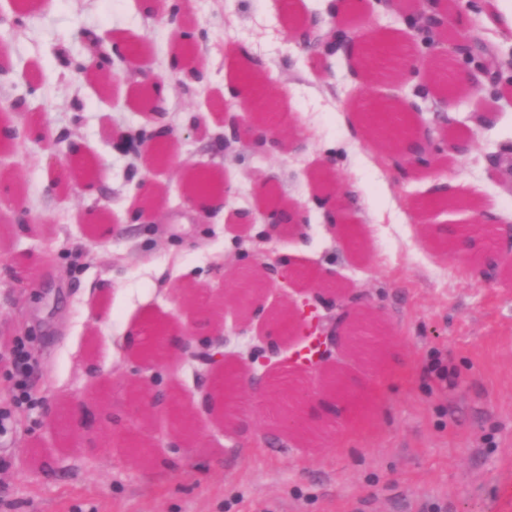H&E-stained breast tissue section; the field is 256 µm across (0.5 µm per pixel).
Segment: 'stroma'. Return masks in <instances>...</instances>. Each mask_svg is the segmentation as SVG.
<instances>
[{"label": "stroma", "mask_w": 512, "mask_h": 512, "mask_svg": "<svg viewBox=\"0 0 512 512\" xmlns=\"http://www.w3.org/2000/svg\"><path fill=\"white\" fill-rule=\"evenodd\" d=\"M284 0H180L179 22L146 10L145 0H55L16 12L0 0V58L16 76L0 83V123L15 139L0 145V512H512V249L487 228L457 252L460 225L480 199L490 225L512 223V175L497 161L512 153V36L497 19L512 0H461L478 38L461 71L469 93L430 94L419 77L377 68L359 76L355 56L309 57L290 39ZM342 25L401 43H428L407 31L410 0H357ZM106 47L133 41L166 84L168 123L178 137L169 166L115 150L114 136L138 135L147 117L134 98L139 78L96 74L86 36ZM208 86L183 83L171 66L182 39ZM248 46L257 71L291 112L286 143L253 155L246 140L225 142V112L248 97L230 95ZM397 97L432 135L465 131L470 149L436 161L365 132L370 100ZM24 105L10 109L11 101ZM495 115L493 125L482 121ZM79 144L98 163L93 189L56 186L51 158ZM232 183L218 215L193 213L184 200L191 171ZM330 169L353 187L356 207L327 222L316 175ZM157 203L134 224L122 217L139 185ZM299 204L305 220L270 232L253 210L261 182ZM279 260L309 269L325 288L294 279L291 295L259 294L243 312L232 297L242 264ZM322 296L328 330L343 332L359 314L377 323L376 353L337 352L329 362L358 396L346 406L314 371L300 376L307 430L280 423L278 408L250 359L254 345H294L271 312L287 299ZM156 323L174 324L202 343L230 336L229 365L242 392L234 415L207 403L215 375L196 371L180 350L163 360L112 351V339ZM27 361L30 402L15 400L16 370ZM203 425L187 439L168 432L155 392ZM97 401L119 423L86 429L61 407ZM150 444L142 459L127 442Z\"/></svg>", "instance_id": "stroma-1"}]
</instances>
